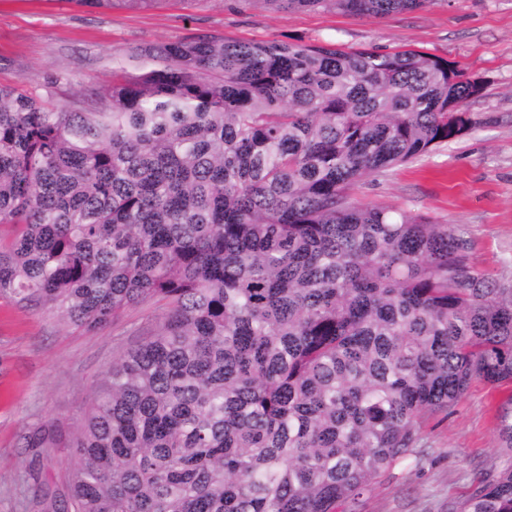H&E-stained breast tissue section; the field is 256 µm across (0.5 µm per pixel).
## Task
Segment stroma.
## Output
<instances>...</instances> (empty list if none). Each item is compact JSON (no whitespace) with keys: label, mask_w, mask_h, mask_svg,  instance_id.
I'll return each instance as SVG.
<instances>
[{"label":"stroma","mask_w":512,"mask_h":512,"mask_svg":"<svg viewBox=\"0 0 512 512\" xmlns=\"http://www.w3.org/2000/svg\"><path fill=\"white\" fill-rule=\"evenodd\" d=\"M217 37L343 50L413 48L485 83L465 109L477 125L430 155L369 177L353 201L460 225L473 268L512 280V0H433L413 11L358 17L272 11L255 0H158L94 8L76 0H0V86L54 106L102 108L113 70L133 69L130 48ZM164 309L151 301L87 330L0 296V512H45L40 488L65 493L72 434L113 357L139 341ZM503 389L474 382L448 415L423 429L421 454L377 477L352 512H453L476 474L494 478L512 459L496 416ZM53 437L50 446L38 445Z\"/></svg>","instance_id":"1"}]
</instances>
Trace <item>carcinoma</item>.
Masks as SVG:
<instances>
[{
	"instance_id": "cac0c4a2",
	"label": "carcinoma",
	"mask_w": 512,
	"mask_h": 512,
	"mask_svg": "<svg viewBox=\"0 0 512 512\" xmlns=\"http://www.w3.org/2000/svg\"><path fill=\"white\" fill-rule=\"evenodd\" d=\"M129 58L157 67L114 72L100 112L0 87V295L87 329L164 302L104 373L50 508L347 512L473 381L512 385V283L454 225L349 198L468 134L484 86L414 49L199 38ZM498 435L512 451V393ZM455 512H512V464Z\"/></svg>"
}]
</instances>
